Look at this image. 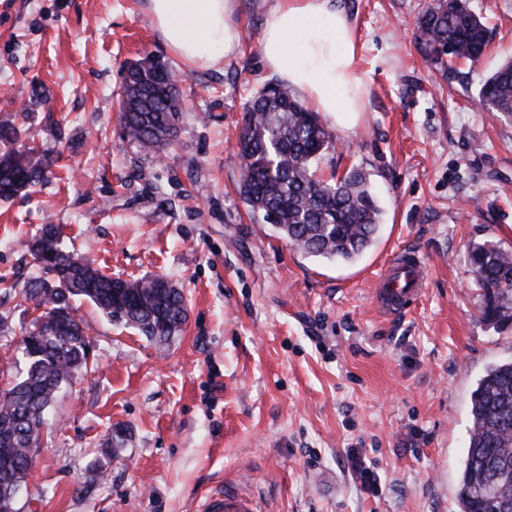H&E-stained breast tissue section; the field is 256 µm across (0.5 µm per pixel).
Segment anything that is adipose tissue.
Listing matches in <instances>:
<instances>
[{"instance_id":"ef3b65f1","label":"adipose tissue","mask_w":512,"mask_h":512,"mask_svg":"<svg viewBox=\"0 0 512 512\" xmlns=\"http://www.w3.org/2000/svg\"><path fill=\"white\" fill-rule=\"evenodd\" d=\"M170 50L194 67L234 53L236 0H146ZM261 54L322 115L357 111L363 80L355 69V32L335 0H278L265 18Z\"/></svg>"}]
</instances>
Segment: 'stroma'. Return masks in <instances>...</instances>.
Wrapping results in <instances>:
<instances>
[{"label": "stroma", "mask_w": 512, "mask_h": 512, "mask_svg": "<svg viewBox=\"0 0 512 512\" xmlns=\"http://www.w3.org/2000/svg\"><path fill=\"white\" fill-rule=\"evenodd\" d=\"M425 2L337 0L365 94L352 128L328 117L335 147L318 171L363 168L381 208L376 243L343 263L302 254L239 195L241 113L272 78L260 42L277 0H237L239 51L182 65L159 156L118 121L126 66L175 61L144 0H0V121L57 159L30 194L0 201V291L33 264L23 241L57 224L104 275L166 276L188 309L161 344L77 301L90 370L49 409L21 512H200L227 489L260 512H457L470 392L512 357V322L483 318L467 256L484 241L512 251V122L479 100L512 60V0H467L490 44L445 72L417 42ZM404 251L425 284L389 313L375 290ZM32 317L0 294V389ZM349 448L372 462L378 495L343 464Z\"/></svg>", "instance_id": "1"}]
</instances>
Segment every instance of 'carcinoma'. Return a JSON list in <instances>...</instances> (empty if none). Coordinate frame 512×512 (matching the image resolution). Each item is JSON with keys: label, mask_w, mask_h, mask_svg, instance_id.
Masks as SVG:
<instances>
[{"label": "carcinoma", "mask_w": 512, "mask_h": 512, "mask_svg": "<svg viewBox=\"0 0 512 512\" xmlns=\"http://www.w3.org/2000/svg\"><path fill=\"white\" fill-rule=\"evenodd\" d=\"M419 44L427 59L475 62L489 43L488 28L464 0H431L418 19ZM127 85L142 99L120 100L123 136L148 154L161 153L176 137L180 73L159 60L127 68ZM479 97L496 118L512 120V61L483 83ZM19 130L0 123V199L9 200L42 183L54 158L20 145ZM333 137L318 112L304 108L282 85L269 81L248 99L237 142L239 192L264 216L273 211L284 238L310 257L353 261L376 239L380 207L366 172L353 169L329 179L316 176ZM35 273L18 294L37 316L22 339L23 369L0 392V512H16L13 492L28 476V459L48 425L58 390L87 372L89 336L73 302L94 304L109 320L166 343L187 319L183 292L162 288V276L114 280L63 246L60 228L42 227L25 244ZM468 260L484 291L482 315L512 321V252L493 242L470 247ZM471 426L463 449L458 512H512V359L488 366L470 396Z\"/></svg>", "instance_id": "cac0c4a2"}]
</instances>
